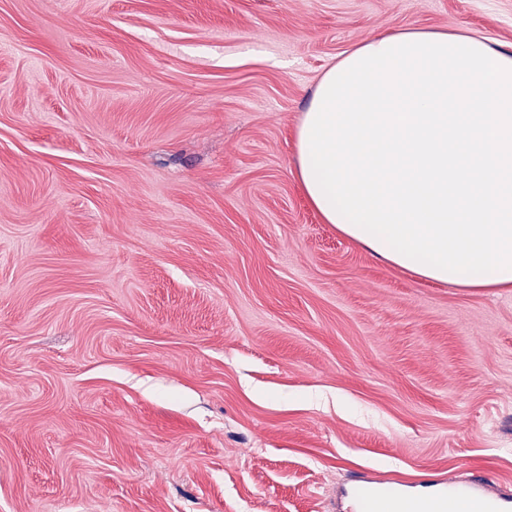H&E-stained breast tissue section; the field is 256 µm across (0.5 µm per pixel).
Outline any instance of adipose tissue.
Instances as JSON below:
<instances>
[{
  "label": "adipose tissue",
  "mask_w": 512,
  "mask_h": 512,
  "mask_svg": "<svg viewBox=\"0 0 512 512\" xmlns=\"http://www.w3.org/2000/svg\"><path fill=\"white\" fill-rule=\"evenodd\" d=\"M295 161L324 223L394 267L512 288V50L465 31L353 45L321 74Z\"/></svg>",
  "instance_id": "ef3b65f1"
}]
</instances>
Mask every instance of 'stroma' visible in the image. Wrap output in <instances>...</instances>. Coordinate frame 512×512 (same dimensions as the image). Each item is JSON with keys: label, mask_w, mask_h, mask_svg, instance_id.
<instances>
[{"label": "stroma", "mask_w": 512, "mask_h": 512, "mask_svg": "<svg viewBox=\"0 0 512 512\" xmlns=\"http://www.w3.org/2000/svg\"><path fill=\"white\" fill-rule=\"evenodd\" d=\"M512 0H0V512H349L512 493V288L323 223L294 136L388 30ZM488 484L476 481L469 485L472 497L477 501H493L499 505V510H509L512 507L510 494L497 493L489 489ZM354 497L358 502V512H398L393 507L392 497L384 492L358 487L354 492Z\"/></svg>", "instance_id": "stroma-1"}]
</instances>
